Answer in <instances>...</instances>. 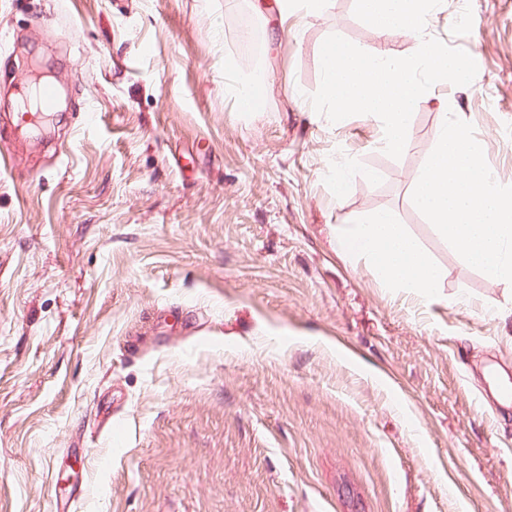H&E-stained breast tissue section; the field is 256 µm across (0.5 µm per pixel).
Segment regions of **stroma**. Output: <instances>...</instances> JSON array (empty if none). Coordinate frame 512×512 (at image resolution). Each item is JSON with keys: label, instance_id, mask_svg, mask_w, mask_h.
<instances>
[{"label": "stroma", "instance_id": "stroma-1", "mask_svg": "<svg viewBox=\"0 0 512 512\" xmlns=\"http://www.w3.org/2000/svg\"><path fill=\"white\" fill-rule=\"evenodd\" d=\"M260 2L0 0V512H512V287L412 202L445 108L512 185V0L428 16L478 73L419 98L397 160L309 97L327 36L419 38L355 0L284 26ZM40 72L61 114L13 121ZM228 72L261 73L253 110ZM381 212L439 295L336 250Z\"/></svg>", "mask_w": 512, "mask_h": 512}]
</instances>
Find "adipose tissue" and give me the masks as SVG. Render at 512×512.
Masks as SVG:
<instances>
[{
    "mask_svg": "<svg viewBox=\"0 0 512 512\" xmlns=\"http://www.w3.org/2000/svg\"><path fill=\"white\" fill-rule=\"evenodd\" d=\"M339 248L358 254L387 287L423 299L438 293L441 274L420 244L388 213L343 230Z\"/></svg>",
    "mask_w": 512,
    "mask_h": 512,
    "instance_id": "adipose-tissue-1",
    "label": "adipose tissue"
}]
</instances>
